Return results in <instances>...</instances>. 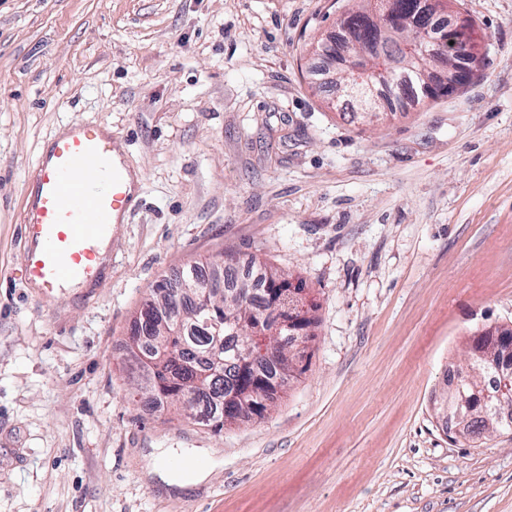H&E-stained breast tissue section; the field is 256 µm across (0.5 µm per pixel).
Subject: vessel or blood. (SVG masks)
<instances>
[{
  "label": "vessel or blood",
  "instance_id": "1",
  "mask_svg": "<svg viewBox=\"0 0 512 512\" xmlns=\"http://www.w3.org/2000/svg\"><path fill=\"white\" fill-rule=\"evenodd\" d=\"M119 142L101 126L76 123L39 156L20 220L27 287L48 294L98 282L135 199Z\"/></svg>",
  "mask_w": 512,
  "mask_h": 512
}]
</instances>
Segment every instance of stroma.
I'll return each instance as SVG.
<instances>
[{"instance_id":"obj_1","label":"stroma","mask_w":512,"mask_h":512,"mask_svg":"<svg viewBox=\"0 0 512 512\" xmlns=\"http://www.w3.org/2000/svg\"><path fill=\"white\" fill-rule=\"evenodd\" d=\"M349 0H0V512H512V431L432 408L512 327V0H454L468 84L350 122L310 49ZM138 171L95 288L26 287L28 176L72 123ZM232 254L303 281L317 323L263 418L213 433L132 389L163 276ZM208 477L167 486L159 452Z\"/></svg>"}]
</instances>
